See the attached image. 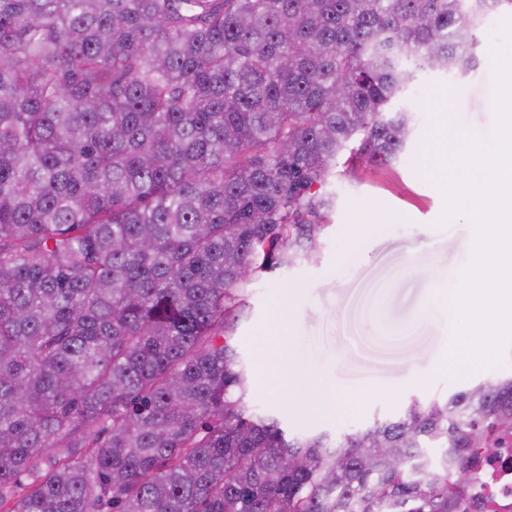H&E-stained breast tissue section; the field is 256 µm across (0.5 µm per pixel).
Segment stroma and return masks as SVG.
<instances>
[{"label":"stroma","instance_id":"1","mask_svg":"<svg viewBox=\"0 0 512 512\" xmlns=\"http://www.w3.org/2000/svg\"><path fill=\"white\" fill-rule=\"evenodd\" d=\"M493 69L482 64L459 76L417 72L404 103L413 134L388 166L338 162L329 186L336 197L316 261L262 274L245 300L235 336L252 378L249 405L292 434L339 437L373 418L401 413L410 401L444 399L484 380L512 375V346L500 363L435 371L451 343L450 299L473 253L469 218L437 220L443 198L438 169L426 156L434 141L456 150L463 140H491ZM371 230L359 255L342 257L351 225ZM294 300L291 336L276 345L277 302ZM351 387V409L334 419L314 410L307 391L275 394L265 379L289 364Z\"/></svg>","mask_w":512,"mask_h":512}]
</instances>
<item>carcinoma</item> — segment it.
I'll return each mask as SVG.
<instances>
[{"mask_svg": "<svg viewBox=\"0 0 512 512\" xmlns=\"http://www.w3.org/2000/svg\"><path fill=\"white\" fill-rule=\"evenodd\" d=\"M512 0H0V512H458L512 376L333 440L249 410L253 281Z\"/></svg>", "mask_w": 512, "mask_h": 512, "instance_id": "cac0c4a2", "label": "carcinoma"}]
</instances>
